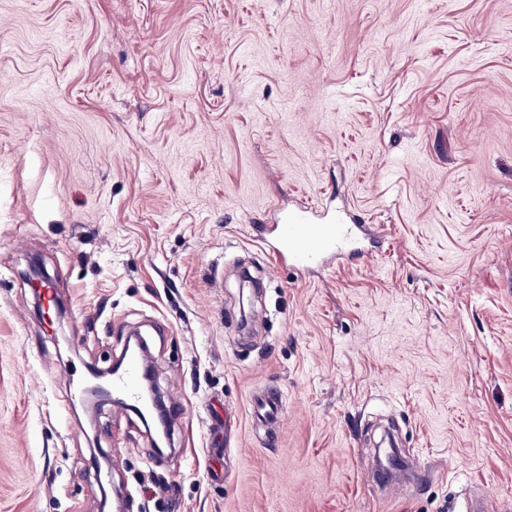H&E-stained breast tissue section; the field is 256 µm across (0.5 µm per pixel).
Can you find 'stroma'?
<instances>
[{
  "label": "stroma",
  "instance_id": "1",
  "mask_svg": "<svg viewBox=\"0 0 512 512\" xmlns=\"http://www.w3.org/2000/svg\"><path fill=\"white\" fill-rule=\"evenodd\" d=\"M275 204L356 251L274 268ZM136 331L177 405L162 454L70 398ZM120 492L512 512V0H0V512ZM255 406L261 417L269 422L270 431H273V423L276 422L282 413L281 395L277 390H267L258 394L254 400Z\"/></svg>",
  "mask_w": 512,
  "mask_h": 512
}]
</instances>
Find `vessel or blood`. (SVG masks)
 Returning <instances> with one entry per match:
<instances>
[{
  "instance_id": "vessel-or-blood-1",
  "label": "vessel or blood",
  "mask_w": 512,
  "mask_h": 512,
  "mask_svg": "<svg viewBox=\"0 0 512 512\" xmlns=\"http://www.w3.org/2000/svg\"><path fill=\"white\" fill-rule=\"evenodd\" d=\"M352 231V225L343 220L317 224L312 222L308 211L299 210L279 218L273 225L268 250L278 265L301 269L310 266L322 253L345 254L352 241ZM140 371L139 362L129 358L112 379L113 392L133 407L142 401ZM254 403L267 422L277 421L282 413L278 391H264L256 396Z\"/></svg>"
}]
</instances>
